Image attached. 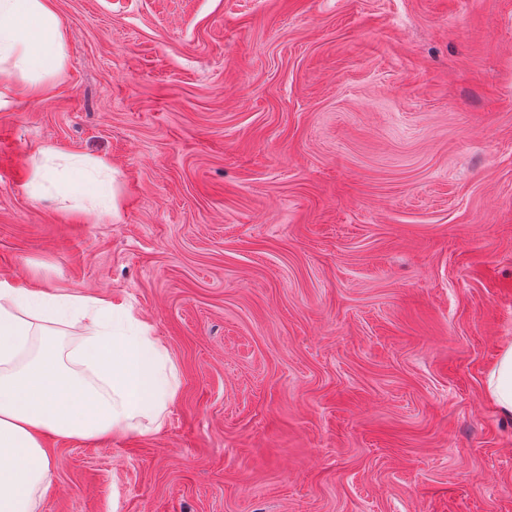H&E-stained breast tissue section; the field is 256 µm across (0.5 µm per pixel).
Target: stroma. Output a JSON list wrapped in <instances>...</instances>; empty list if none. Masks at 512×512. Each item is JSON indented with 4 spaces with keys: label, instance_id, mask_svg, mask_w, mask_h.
Returning <instances> with one entry per match:
<instances>
[{
    "label": "stroma",
    "instance_id": "35a3bbf8",
    "mask_svg": "<svg viewBox=\"0 0 512 512\" xmlns=\"http://www.w3.org/2000/svg\"><path fill=\"white\" fill-rule=\"evenodd\" d=\"M0 279L132 307L160 431L45 435L40 512H512V0H52ZM112 170L117 214L26 185ZM44 157V163L40 165L28 184L31 194L38 198L50 194L53 190H58L55 173L61 164H56L58 158L56 151L47 148L40 151ZM486 396L504 417H512V341L500 349L486 376Z\"/></svg>",
    "mask_w": 512,
    "mask_h": 512
}]
</instances>
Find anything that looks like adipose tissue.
<instances>
[{"instance_id": "1", "label": "adipose tissue", "mask_w": 512, "mask_h": 512, "mask_svg": "<svg viewBox=\"0 0 512 512\" xmlns=\"http://www.w3.org/2000/svg\"><path fill=\"white\" fill-rule=\"evenodd\" d=\"M64 38L48 0H0V67L26 91L62 70ZM71 193L117 213L104 162L69 158ZM76 327L64 343L58 327ZM178 392L176 367L131 307L50 296L0 280V512H39L52 488L42 436L98 439L161 428ZM486 396L512 417V341L486 376Z\"/></svg>"}]
</instances>
